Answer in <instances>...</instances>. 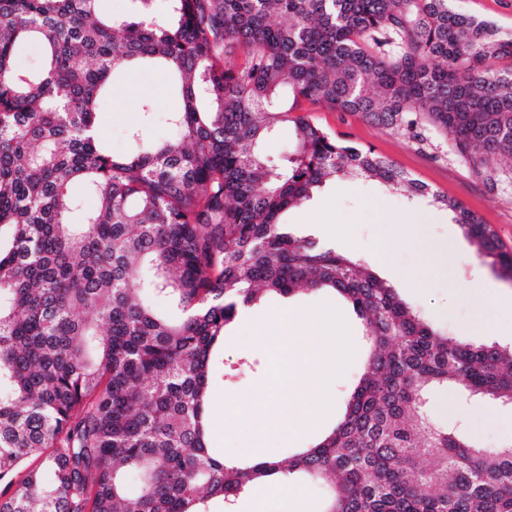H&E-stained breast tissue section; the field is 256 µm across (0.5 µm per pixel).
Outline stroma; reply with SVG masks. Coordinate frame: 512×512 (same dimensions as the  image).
<instances>
[{
    "label": "stroma",
    "mask_w": 512,
    "mask_h": 512,
    "mask_svg": "<svg viewBox=\"0 0 512 512\" xmlns=\"http://www.w3.org/2000/svg\"><path fill=\"white\" fill-rule=\"evenodd\" d=\"M448 5L490 22L501 34H512V0H448ZM128 85L125 79L118 82L112 96L102 101L98 115L100 136L116 153L127 149L128 130L142 123L140 99L127 95ZM309 117L324 131L393 161L430 191L461 202L496 232L503 250L512 253V159L495 161L499 177L492 184L457 157L448 146L447 136L433 125H426L427 140L419 144L399 130L324 106L314 109ZM430 210L435 218L427 224L424 235L404 237L392 251H385L401 216ZM282 222L292 236L311 238L357 255L449 337L474 344L512 346V283L502 279L490 263L473 261L468 240L447 210H432L425 199L412 204L383 191L376 181L345 176L321 188L312 200L289 210ZM476 276L487 285L486 298L480 303L460 293L464 282ZM325 304L343 312L356 348L334 388L335 403L321 432H329L342 418L347 398L366 364L360 320L351 306L334 294L287 299L269 296L237 318L224 340V369L229 376L215 380L209 392L210 444L219 455L240 444L233 418L224 413L225 401L250 394L267 379V362L255 338V321L285 305L318 308ZM430 410L438 422L463 421L467 434L482 447L497 448L512 441L511 405L479 395L465 399L448 390L435 397Z\"/></svg>",
    "instance_id": "1"
}]
</instances>
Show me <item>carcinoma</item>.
<instances>
[{
  "label": "carcinoma",
  "mask_w": 512,
  "mask_h": 512,
  "mask_svg": "<svg viewBox=\"0 0 512 512\" xmlns=\"http://www.w3.org/2000/svg\"><path fill=\"white\" fill-rule=\"evenodd\" d=\"M0 0V512H233L272 474L321 512H512V443L482 448L426 413L454 388L512 405V348L432 326L354 255L283 229L339 175L413 200L427 187L303 115L358 114L425 141L421 115L488 180L512 158V36L448 0ZM43 63L18 65L27 42ZM152 65L177 106L116 154L98 133L114 79ZM290 124L280 161L262 141ZM79 181L97 199L77 222ZM480 260L493 230L437 193ZM332 291L367 365L337 425L281 461L224 463L208 390L230 325L263 293ZM179 310L157 312L148 294ZM39 461L18 469L30 459Z\"/></svg>",
  "instance_id": "carcinoma-1"
}]
</instances>
